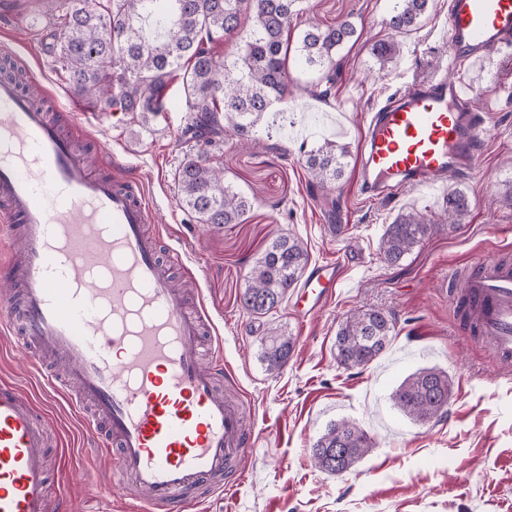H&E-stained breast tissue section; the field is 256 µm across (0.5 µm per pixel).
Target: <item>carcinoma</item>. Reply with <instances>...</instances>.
Here are the masks:
<instances>
[{
  "instance_id": "cac0c4a2",
  "label": "carcinoma",
  "mask_w": 512,
  "mask_h": 512,
  "mask_svg": "<svg viewBox=\"0 0 512 512\" xmlns=\"http://www.w3.org/2000/svg\"><path fill=\"white\" fill-rule=\"evenodd\" d=\"M301 0H70L63 23L61 52L67 80L74 93L96 102L99 110L114 107L146 126L163 108L173 78L181 79L191 101L185 133L199 146L231 132L246 145L254 139L260 120L288 92V57L294 51L304 65L318 73L307 91L327 102L336 94V51L360 37L348 21L308 25L296 43ZM429 0H396L388 28L406 33L424 17ZM232 40L237 57L232 64L218 61L213 47ZM371 53L380 69L400 53L393 40L376 42ZM349 149L329 139L305 153L310 183L325 188L341 179ZM178 203L202 224H239L250 211L248 197L224 181L223 171L201 151L187 155L177 173ZM450 228L464 223L468 197L450 190L443 198ZM434 225L418 212L399 214L386 225L380 253L400 262L430 236ZM308 254L300 239L278 236L247 273L241 296L243 308L262 318L282 303L298 281ZM395 319L379 310L351 312L336 331V361L345 368H366L389 345ZM291 336L271 329L260 338L261 360L267 371L278 372L294 347ZM452 384L448 374L422 368L405 378L391 393L395 408L411 419L428 423L448 412ZM372 447L367 433L342 419L330 423L313 443L311 458L320 471L340 476L351 470Z\"/></svg>"
}]
</instances>
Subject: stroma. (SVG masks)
<instances>
[{
	"label": "stroma",
	"instance_id": "obj_1",
	"mask_svg": "<svg viewBox=\"0 0 512 512\" xmlns=\"http://www.w3.org/2000/svg\"><path fill=\"white\" fill-rule=\"evenodd\" d=\"M13 17H0V48L17 59L21 81L35 80L51 95L50 107L69 112L85 105V128L112 151V172L141 184L156 221L187 241L199 268L202 296L224 341V363L233 370L259 447L249 451L243 476L227 498L202 512H512V370L499 367L486 348L464 333L453 298L458 282L439 280L483 252L512 250V208L502 197L512 189V48L490 58L449 65L439 44L448 24V0H429L417 30L392 35L385 21L394 0H306L299 26L351 21L362 37L337 52L336 97L325 102L292 95L280 115L259 124L249 147L225 137L209 146L214 163L253 207L242 223L213 228L177 203L175 174L195 153L183 130L189 107L179 82L166 91L164 109L149 125L128 113H100L75 94L60 58L59 7L43 0H16ZM396 38L401 54L380 69L373 43ZM454 73L482 113V154L469 173L439 184L407 188L372 200L358 187V156L371 112L396 92ZM330 139L348 145L345 173L324 191L312 190L301 148ZM464 192L470 213L448 229L442 198ZM417 210L435 224L433 234L396 266L387 264L380 241L397 214ZM301 239L310 263L344 266L336 295L315 319L301 321L289 302L266 317L241 308L246 275L277 236ZM392 314L396 334L368 368L346 369L335 358L338 325L348 312ZM277 329L294 337L287 365L268 372L259 359L261 336ZM447 373L448 412L418 423L395 407L391 392L420 368ZM0 378L39 395L38 374L10 342H0ZM53 429V497L71 496L80 512H98L106 501L96 489L99 466L83 446L81 424L67 404L47 407ZM356 421L371 451L349 472L331 476L310 458L313 442L334 420Z\"/></svg>",
	"mask_w": 512,
	"mask_h": 512
}]
</instances>
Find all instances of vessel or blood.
<instances>
[{"mask_svg":"<svg viewBox=\"0 0 512 512\" xmlns=\"http://www.w3.org/2000/svg\"><path fill=\"white\" fill-rule=\"evenodd\" d=\"M512 43V0H448L443 45L451 60L481 59ZM0 81V335H18L28 364L52 357L45 385L77 410L85 437L111 462L105 492L121 489L135 512H190L222 497L254 442L246 415L217 391L230 377L224 346L202 340L206 304L188 309L173 278L194 280L182 249L159 257L153 208L138 184L95 173L72 130ZM451 78L413 85L372 113L359 159L362 193L469 172L481 117ZM463 278L471 321L512 363V265L477 257ZM342 280L333 262L309 266L291 293L301 320L318 315ZM48 420L33 396L0 383V512H75L48 499Z\"/></svg>","mask_w":512,"mask_h":512,"instance_id":"obj_1","label":"vessel or blood"}]
</instances>
